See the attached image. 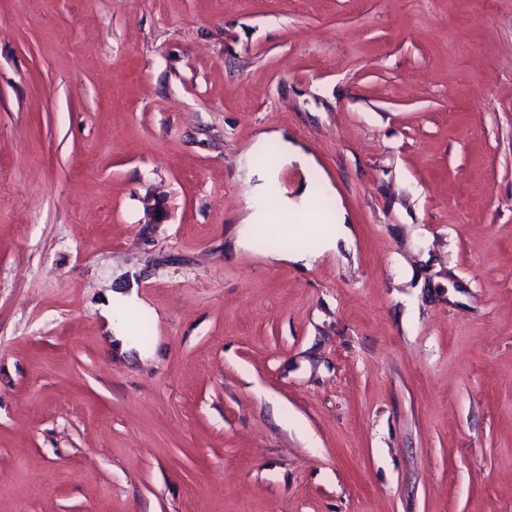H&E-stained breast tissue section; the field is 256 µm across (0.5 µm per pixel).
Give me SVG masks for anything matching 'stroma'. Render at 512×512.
<instances>
[{
  "mask_svg": "<svg viewBox=\"0 0 512 512\" xmlns=\"http://www.w3.org/2000/svg\"><path fill=\"white\" fill-rule=\"evenodd\" d=\"M271 130L308 269L232 248ZM0 512H512V0H0ZM338 225H341L338 227ZM320 247L315 252H307L303 250L282 251L279 249H271L265 254V258L271 262L291 263L293 265L310 268L315 259L325 252L337 251V242L343 239L344 243L352 244L353 231L348 224H323L320 229ZM337 231V232H336ZM104 316L107 322V328L114 332V336H111V342L112 348L114 345V351L118 357L129 361L132 356V350L138 352L139 359H143L146 356H156L157 342L154 343L149 354H145L136 346L133 336L130 334L127 327L119 321L114 322L113 314L111 315L109 309H107V313H105Z\"/></svg>",
  "mask_w": 512,
  "mask_h": 512,
  "instance_id": "35a3bbf8",
  "label": "stroma"
}]
</instances>
